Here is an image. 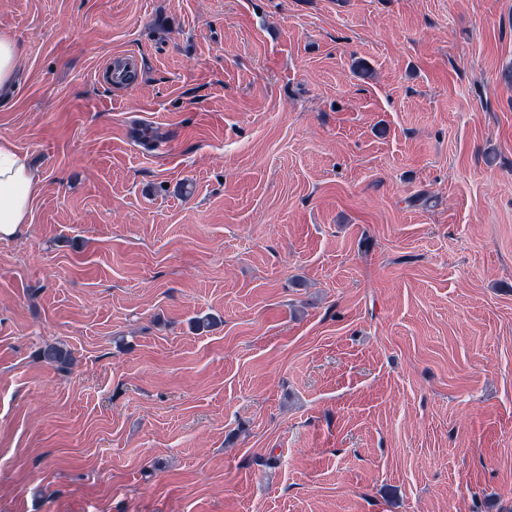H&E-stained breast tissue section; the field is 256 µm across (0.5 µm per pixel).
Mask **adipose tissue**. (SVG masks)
Instances as JSON below:
<instances>
[{
    "label": "adipose tissue",
    "mask_w": 512,
    "mask_h": 512,
    "mask_svg": "<svg viewBox=\"0 0 512 512\" xmlns=\"http://www.w3.org/2000/svg\"><path fill=\"white\" fill-rule=\"evenodd\" d=\"M38 183L26 160L0 140V241L19 235L30 221Z\"/></svg>",
    "instance_id": "ef3b65f1"
}]
</instances>
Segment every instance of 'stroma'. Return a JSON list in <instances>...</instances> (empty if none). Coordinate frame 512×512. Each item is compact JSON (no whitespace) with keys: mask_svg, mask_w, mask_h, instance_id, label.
Instances as JSON below:
<instances>
[{"mask_svg":"<svg viewBox=\"0 0 512 512\" xmlns=\"http://www.w3.org/2000/svg\"><path fill=\"white\" fill-rule=\"evenodd\" d=\"M0 33L40 180L0 512H512V0H0Z\"/></svg>","mask_w":512,"mask_h":512,"instance_id":"1","label":"stroma"}]
</instances>
